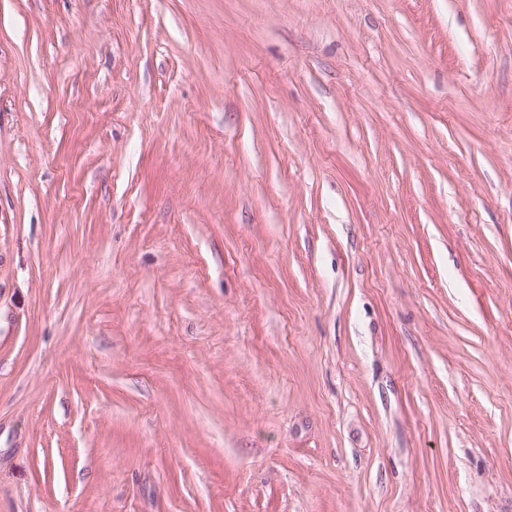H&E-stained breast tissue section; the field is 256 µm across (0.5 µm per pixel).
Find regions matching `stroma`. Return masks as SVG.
Here are the masks:
<instances>
[{
    "label": "stroma",
    "mask_w": 512,
    "mask_h": 512,
    "mask_svg": "<svg viewBox=\"0 0 512 512\" xmlns=\"http://www.w3.org/2000/svg\"><path fill=\"white\" fill-rule=\"evenodd\" d=\"M0 512H512V0H0Z\"/></svg>",
    "instance_id": "stroma-1"
}]
</instances>
